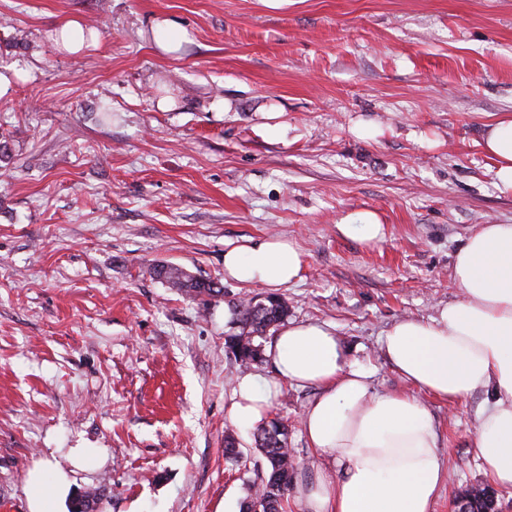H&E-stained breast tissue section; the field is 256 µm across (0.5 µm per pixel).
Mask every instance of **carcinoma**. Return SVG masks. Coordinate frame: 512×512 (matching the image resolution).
<instances>
[{
  "mask_svg": "<svg viewBox=\"0 0 512 512\" xmlns=\"http://www.w3.org/2000/svg\"><path fill=\"white\" fill-rule=\"evenodd\" d=\"M150 273L169 287L197 299L224 295V288L210 279L194 277L176 266H154ZM234 322L239 333L225 339L227 352L241 369L262 361V343L267 331L288 318V299L277 294L262 298H241L234 304ZM254 449L265 468L256 474L249 495L242 501L241 512H284L298 464L293 449L288 447V426L274 418L254 435ZM457 501L465 512H501L493 488L477 484L461 490Z\"/></svg>",
  "mask_w": 512,
  "mask_h": 512,
  "instance_id": "cac0c4a2",
  "label": "carcinoma"
}]
</instances>
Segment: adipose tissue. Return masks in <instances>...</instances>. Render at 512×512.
Wrapping results in <instances>:
<instances>
[{"instance_id": "ef3b65f1", "label": "adipose tissue", "mask_w": 512, "mask_h": 512, "mask_svg": "<svg viewBox=\"0 0 512 512\" xmlns=\"http://www.w3.org/2000/svg\"><path fill=\"white\" fill-rule=\"evenodd\" d=\"M481 145L496 163L497 189L512 192V113L485 125ZM303 269L285 239L224 252L225 278L241 283L281 288ZM452 276L459 300L384 335L405 390H376L372 371L348 360L333 329L311 321L279 330L268 349L272 377H236L227 412L244 430L267 418L282 385L315 390L300 422L322 467L297 496L300 512H431L450 473L424 393L451 403L491 395L472 452L493 483L512 489V224L478 225L456 251Z\"/></svg>"}]
</instances>
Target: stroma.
<instances>
[{"mask_svg": "<svg viewBox=\"0 0 512 512\" xmlns=\"http://www.w3.org/2000/svg\"><path fill=\"white\" fill-rule=\"evenodd\" d=\"M188 40L167 55L151 27ZM97 44L68 53L60 25ZM0 503L53 512L101 489L99 512H240L253 430L227 415L238 366L224 251L279 237L301 250L289 321L331 324L377 390L405 384L381 338L459 290L453 255L476 225L512 224L479 141L512 113V0H0ZM376 138L357 137L359 120ZM374 213L386 239L340 234ZM174 265L224 284L191 300L151 276ZM289 387L297 485L321 464ZM452 474L431 512L485 482L470 451L489 396L423 395ZM234 432L244 453L224 456ZM155 42L157 47L166 54L179 50L187 31L171 19L164 18L157 22Z\"/></svg>", "mask_w": 512, "mask_h": 512, "instance_id": "stroma-1", "label": "stroma"}]
</instances>
